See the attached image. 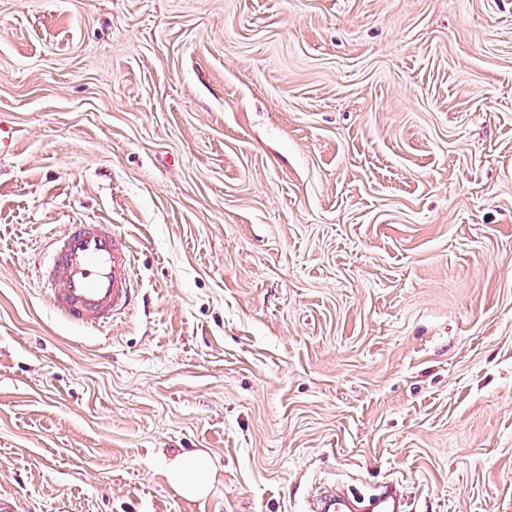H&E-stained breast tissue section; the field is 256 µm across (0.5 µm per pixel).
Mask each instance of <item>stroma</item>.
<instances>
[{
  "mask_svg": "<svg viewBox=\"0 0 512 512\" xmlns=\"http://www.w3.org/2000/svg\"><path fill=\"white\" fill-rule=\"evenodd\" d=\"M0 495L512 512V0H0ZM72 224L130 241L102 327ZM202 450V499L165 468ZM40 281L69 322L110 324L131 307L133 253L109 224H72L53 245Z\"/></svg>",
  "mask_w": 512,
  "mask_h": 512,
  "instance_id": "stroma-1",
  "label": "stroma"
}]
</instances>
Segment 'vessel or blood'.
Masks as SVG:
<instances>
[{
	"label": "vessel or blood",
	"mask_w": 512,
	"mask_h": 512,
	"mask_svg": "<svg viewBox=\"0 0 512 512\" xmlns=\"http://www.w3.org/2000/svg\"><path fill=\"white\" fill-rule=\"evenodd\" d=\"M50 304L74 323L109 324L131 307L137 282L126 239L108 224H72L40 275Z\"/></svg>",
	"instance_id": "vessel-or-blood-1"
}]
</instances>
